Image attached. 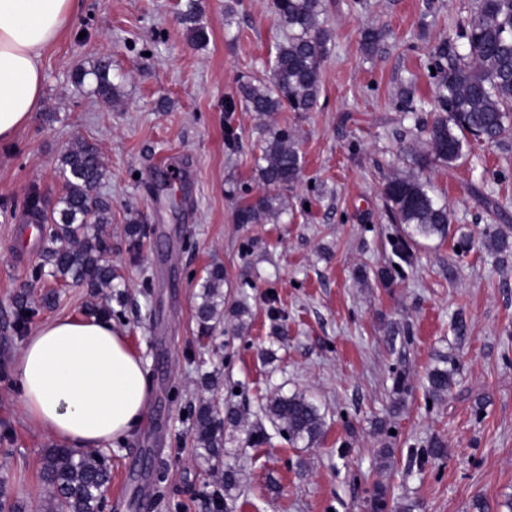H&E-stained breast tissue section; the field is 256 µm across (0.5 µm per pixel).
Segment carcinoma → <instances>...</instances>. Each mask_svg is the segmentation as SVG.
<instances>
[{"label":"carcinoma","instance_id":"1","mask_svg":"<svg viewBox=\"0 0 512 512\" xmlns=\"http://www.w3.org/2000/svg\"><path fill=\"white\" fill-rule=\"evenodd\" d=\"M275 21L285 32L276 46L270 75L249 79L239 86L245 107L259 117L278 112H311L321 91L322 63L329 53L331 35L321 20L322 0H273ZM189 41L204 43L206 27L201 23L197 0H186L180 10ZM433 87L429 101L434 119L420 125L421 141L410 148L420 167L430 161L453 168L466 158L472 143L498 144L512 137V0H480L473 18L454 35L444 39L432 52ZM94 81L93 95L106 103L120 96V85L110 78L109 68L99 64L79 68L73 82ZM265 136L256 158V170L263 193L237 209L239 224H256L263 218L277 219L288 211L286 193L299 179L302 155L298 140L288 126L266 123ZM57 172L62 192L53 208L40 193L32 190L23 202L29 224H46V261L31 270L40 279L49 276L57 282L76 283L95 296L112 295L118 275L106 259L109 251L107 225L111 223V203L97 193L106 169L100 152L93 145L76 140L59 156ZM384 198L394 223L402 226L405 238L394 243L398 258L412 263L413 247L420 240L444 241L451 233L448 207L442 203L431 181L417 175H395L384 186ZM131 251L139 253L146 237L144 220L134 217L128 227ZM485 248L495 254L512 251L509 233L500 227L485 231ZM224 271L209 270L201 283L196 320L203 334H211L220 322L224 305ZM13 329L23 334L37 314L26 293L12 303ZM427 373L426 390L434 401L443 399L454 384L455 366L448 359ZM266 417L288 434L293 443L313 444L322 434L324 414L307 395L279 392L266 398ZM238 423L237 412L220 411L203 399L194 410L191 427L197 458L210 470L223 463L224 423ZM443 441L434 439L422 450L419 465L445 457ZM41 480L47 496L39 512H103L100 489L112 480L111 465L97 451L80 454L54 446L44 450ZM236 489V472L224 470V492L214 493L216 512H231Z\"/></svg>","mask_w":512,"mask_h":512}]
</instances>
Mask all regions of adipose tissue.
Instances as JSON below:
<instances>
[{
    "mask_svg": "<svg viewBox=\"0 0 512 512\" xmlns=\"http://www.w3.org/2000/svg\"><path fill=\"white\" fill-rule=\"evenodd\" d=\"M77 0H0V142L27 125L43 96L44 57ZM24 413L60 445L104 448L140 428L151 398L143 361L104 320L58 317L12 363Z\"/></svg>",
    "mask_w": 512,
    "mask_h": 512,
    "instance_id": "1",
    "label": "adipose tissue"
}]
</instances>
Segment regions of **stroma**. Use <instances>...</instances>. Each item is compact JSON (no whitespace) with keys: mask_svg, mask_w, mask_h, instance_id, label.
Wrapping results in <instances>:
<instances>
[{"mask_svg":"<svg viewBox=\"0 0 512 512\" xmlns=\"http://www.w3.org/2000/svg\"><path fill=\"white\" fill-rule=\"evenodd\" d=\"M184 0H78L75 16L44 59L43 97L25 129L0 143V323L12 296L55 295L33 326L59 316L85 317L87 288L34 280L44 261L38 225L16 207L31 187L47 206L60 196L57 158L74 140L100 151L112 202L107 255L124 287L112 324L142 358L152 398L141 428L105 454L112 491L105 512H213L209 486L220 480L193 452L190 411L217 375V397L240 411L224 429L225 464L239 474L234 512H372L377 492L386 512L418 502L417 512H512V255L483 244L486 226L512 225V140L477 145L458 166L416 169L406 150L417 141L400 108L402 87L429 100L431 53L478 0H323L332 36L321 93L311 112H281L299 139L303 170L288 192V212L240 224V204L261 191L255 160L262 121L237 100L239 84L265 74L283 37L272 0H239L232 26L228 0H201L209 42L196 48L179 21ZM381 48H361L366 30ZM109 61L120 104L99 102L76 85V68ZM182 162L184 175L162 192L160 170ZM430 178L446 201L455 237L417 248L400 264L382 196L394 173ZM143 214L150 227L138 257L126 228ZM224 269V320L198 333L199 284ZM395 273L381 283L377 272ZM248 312L235 313L236 302ZM467 324L457 337L456 316ZM23 337L0 342V481L12 499L34 508L47 491L40 458L52 437L26 420L11 364ZM458 373L447 397L430 401L426 373L441 358ZM410 389L392 413L393 382ZM312 396L325 416L314 444L291 443L265 418L274 392ZM264 428L266 440L249 439ZM444 459L418 466L410 453L433 439ZM391 449L386 467L376 459ZM163 489H156L157 469Z\"/></svg>","mask_w":512,"mask_h":512,"instance_id":"1","label":"stroma"}]
</instances>
